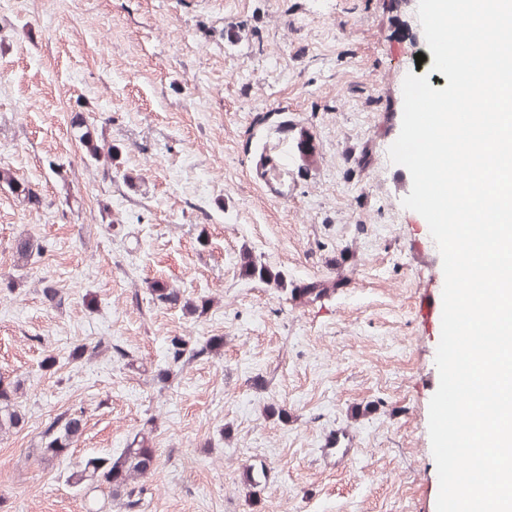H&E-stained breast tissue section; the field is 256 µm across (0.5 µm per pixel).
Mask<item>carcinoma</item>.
<instances>
[{"mask_svg": "<svg viewBox=\"0 0 512 512\" xmlns=\"http://www.w3.org/2000/svg\"><path fill=\"white\" fill-rule=\"evenodd\" d=\"M87 159L103 167H112L113 153L100 152L97 141L93 140L90 131L82 134ZM41 252L39 243L29 237L17 240L15 253L21 265L25 266L34 255ZM239 264L242 275L250 279L263 282H275L283 285V280L277 273L253 259L251 252L245 250L239 254ZM151 294L161 303L169 305H182L188 311H195L198 305L190 301H182V295L163 281H155L150 286ZM327 291V283L314 281L306 288H293L291 295L303 296L308 300H315ZM25 422V414L8 389L0 388V433H7L12 429L21 427ZM82 430V419L69 415L49 425L45 430L44 447L38 449L42 459H57L63 456L72 447L75 438ZM157 450L150 446L149 440L142 437L133 438L129 446L116 457H90L82 464L81 469L70 474L74 484L79 485L85 481H102L109 486L110 493L118 495L127 489L129 482L149 473L156 462Z\"/></svg>", "mask_w": 512, "mask_h": 512, "instance_id": "1", "label": "carcinoma"}]
</instances>
